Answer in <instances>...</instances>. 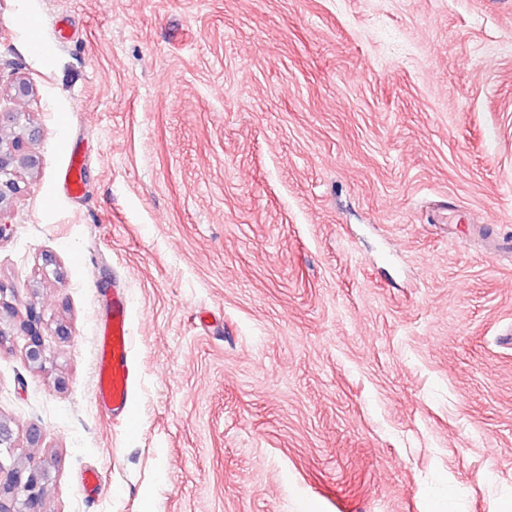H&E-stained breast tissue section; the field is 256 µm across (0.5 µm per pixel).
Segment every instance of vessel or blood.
Here are the masks:
<instances>
[{"label": "vessel or blood", "instance_id": "obj_1", "mask_svg": "<svg viewBox=\"0 0 512 512\" xmlns=\"http://www.w3.org/2000/svg\"><path fill=\"white\" fill-rule=\"evenodd\" d=\"M93 369L96 404L112 415L126 414L137 374L124 289H113L110 312L96 324Z\"/></svg>", "mask_w": 512, "mask_h": 512}]
</instances>
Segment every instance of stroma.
I'll use <instances>...</instances> for the list:
<instances>
[{
  "label": "stroma",
  "instance_id": "1",
  "mask_svg": "<svg viewBox=\"0 0 512 512\" xmlns=\"http://www.w3.org/2000/svg\"><path fill=\"white\" fill-rule=\"evenodd\" d=\"M15 79L0 464L46 512H512V0H0ZM38 135L36 127L25 128V131L14 135L0 133V224H7L2 222V218L13 196L19 192L17 178L20 172H33L39 167V158L27 146ZM129 305L123 288L112 289V304L100 318L94 336L93 396L100 409L126 414L136 383ZM30 317L33 320H28L29 323L24 325L27 330L26 336L28 337V343L26 346V358L30 364L37 367H42L46 359V348L42 340V336L36 327V316L33 315V311L30 312Z\"/></svg>",
  "mask_w": 512,
  "mask_h": 512
}]
</instances>
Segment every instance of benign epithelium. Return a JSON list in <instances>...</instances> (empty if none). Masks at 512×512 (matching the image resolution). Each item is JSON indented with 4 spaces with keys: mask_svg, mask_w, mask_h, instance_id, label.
<instances>
[{
    "mask_svg": "<svg viewBox=\"0 0 512 512\" xmlns=\"http://www.w3.org/2000/svg\"><path fill=\"white\" fill-rule=\"evenodd\" d=\"M39 130L28 127L16 134L0 133V219L7 213L13 196L19 192L18 175L33 172L39 158L28 150ZM28 343L26 358L40 367L46 360V348L35 321L24 325ZM48 470L41 466H14L4 470L0 463V512H44V485Z\"/></svg>",
    "mask_w": 512,
    "mask_h": 512,
    "instance_id": "1",
    "label": "benign epithelium"
}]
</instances>
